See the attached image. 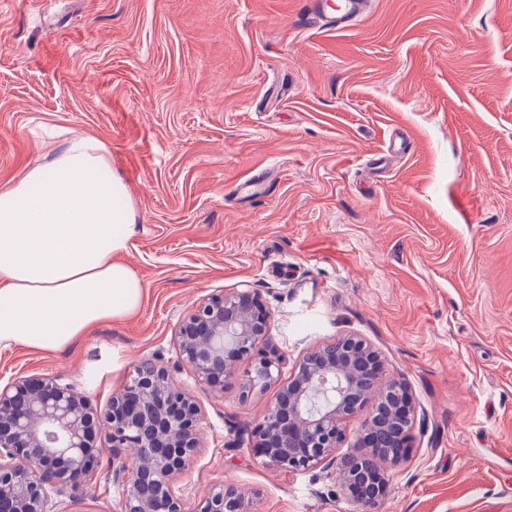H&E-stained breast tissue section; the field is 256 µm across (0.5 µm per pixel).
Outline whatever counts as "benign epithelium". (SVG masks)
I'll list each match as a JSON object with an SVG mask.
<instances>
[{"label":"benign epithelium","mask_w":512,"mask_h":512,"mask_svg":"<svg viewBox=\"0 0 512 512\" xmlns=\"http://www.w3.org/2000/svg\"><path fill=\"white\" fill-rule=\"evenodd\" d=\"M271 316L251 288L200 299L175 330L178 360L198 384H215L250 360L244 395L279 386L275 402L252 432L253 447L288 470L308 469L336 453L345 420L364 405L383 406L398 425L399 447H409L416 416L409 388L383 380L382 358L358 336H343L307 352L287 379L285 360L270 342ZM199 400L156 361L138 364L100 409L59 383L31 375L0 385V512H73L110 441L112 483L122 488L120 512H185L175 485L201 447ZM404 452L363 444L340 457L341 483L359 512H377L387 491L381 463ZM194 512H245L232 484L214 485Z\"/></svg>","instance_id":"obj_1"}]
</instances>
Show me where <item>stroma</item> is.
<instances>
[{"label": "stroma", "instance_id": "1", "mask_svg": "<svg viewBox=\"0 0 512 512\" xmlns=\"http://www.w3.org/2000/svg\"><path fill=\"white\" fill-rule=\"evenodd\" d=\"M300 0H0V186L73 132L101 141L136 234L139 311L72 348L0 350L98 407L156 360L204 409L176 481L247 512H357L336 462L272 466L250 433L276 387L195 384L175 329L251 288L288 365L353 335L412 391L410 453L377 512H512V0H373L355 28ZM273 176L269 193L248 184ZM102 455L81 512H118ZM193 512H247L244 499L232 484L214 485Z\"/></svg>", "mask_w": 512, "mask_h": 512}]
</instances>
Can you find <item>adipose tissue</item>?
<instances>
[{"instance_id":"adipose-tissue-1","label":"adipose tissue","mask_w":512,"mask_h":512,"mask_svg":"<svg viewBox=\"0 0 512 512\" xmlns=\"http://www.w3.org/2000/svg\"><path fill=\"white\" fill-rule=\"evenodd\" d=\"M44 153L0 188V349L65 350L145 295L122 259L135 213L104 144L75 135Z\"/></svg>"}]
</instances>
